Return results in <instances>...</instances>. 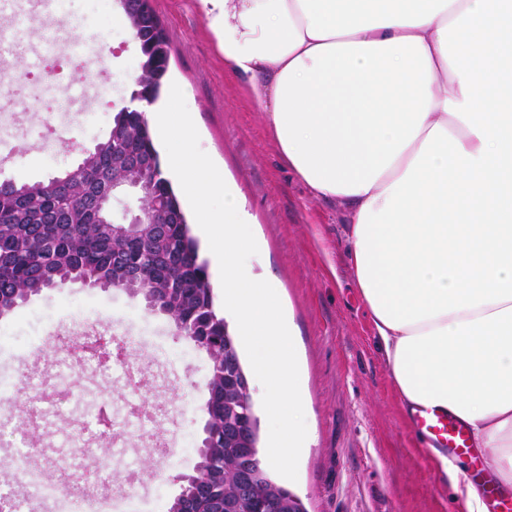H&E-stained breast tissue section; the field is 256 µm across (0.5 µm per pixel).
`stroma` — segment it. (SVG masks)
<instances>
[{"instance_id": "stroma-1", "label": "stroma", "mask_w": 512, "mask_h": 512, "mask_svg": "<svg viewBox=\"0 0 512 512\" xmlns=\"http://www.w3.org/2000/svg\"><path fill=\"white\" fill-rule=\"evenodd\" d=\"M151 6L170 47L165 80L182 89L201 149L243 199L259 245L248 263L275 280L294 325L312 440L288 489L307 512H456L450 481L418 442L356 286L348 209L340 200L313 197L288 168L265 116L225 67L192 0H151ZM54 12L65 21L53 31L57 43L82 45L78 65L41 49L40 37L50 29L46 14H0V36L15 45L22 69L0 83V127L17 133L13 155L0 161V180L34 183L76 166L129 101L141 54L121 6L106 12L95 0H56ZM102 52L111 76L87 102L59 95L42 78L56 69L70 88H80L84 68ZM47 112L58 129L50 142L40 136ZM85 322L132 336L131 358L151 383L137 390L91 368L60 372L61 338ZM1 331L16 338L0 342V377L14 384L13 394L0 399V420L25 425L31 466L56 484L70 479L62 437L80 434L84 424L74 400L110 403L120 421L136 405L171 409L177 421L159 437L116 431L111 447L122 449L126 465L143 472L144 481L132 501L122 483L113 484L106 506L107 512H168L180 492L176 475L192 473L199 460L207 355L176 337L170 319L150 312L142 295L78 283L31 296L0 318ZM159 438L182 448V456L163 458Z\"/></svg>"}]
</instances>
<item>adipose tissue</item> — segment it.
<instances>
[{
	"instance_id": "obj_1",
	"label": "adipose tissue",
	"mask_w": 512,
	"mask_h": 512,
	"mask_svg": "<svg viewBox=\"0 0 512 512\" xmlns=\"http://www.w3.org/2000/svg\"><path fill=\"white\" fill-rule=\"evenodd\" d=\"M314 197L352 213L405 406L512 489V0H193Z\"/></svg>"
}]
</instances>
